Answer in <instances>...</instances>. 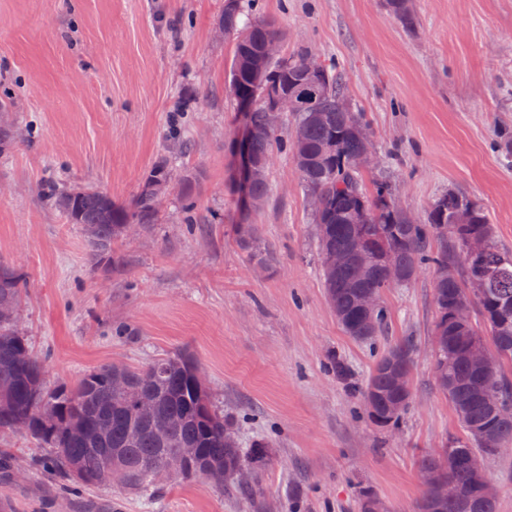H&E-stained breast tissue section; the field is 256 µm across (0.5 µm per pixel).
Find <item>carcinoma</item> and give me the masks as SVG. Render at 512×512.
Segmentation results:
<instances>
[{
    "mask_svg": "<svg viewBox=\"0 0 512 512\" xmlns=\"http://www.w3.org/2000/svg\"><path fill=\"white\" fill-rule=\"evenodd\" d=\"M390 12L406 29L418 23L408 0H386ZM224 27L235 34L227 87L236 103L257 99L263 91L295 93L308 85L307 54L287 56L288 64L265 66L261 79L253 66L268 39L282 34L274 23L249 16L244 0H224ZM316 101L292 114L293 125L302 132L303 150L291 148L292 159L309 195L319 199L314 212L319 252L351 255L361 242L368 259V275L353 278L352 269L321 268L326 297L333 304L344 333L360 343H372L386 328L389 312L381 306L373 321L357 309L363 291L386 288L384 257L399 271V285L411 284L421 269L436 274L437 319L433 343L437 358L435 381L461 424L463 435L451 439L455 464L446 476L448 497L434 502L433 491L423 487L416 512H496L497 498L484 494L486 475L467 464L472 455L485 458L512 445V418L481 398L492 390L497 400L512 404V383L502 374L504 363L512 364V252L500 249L494 240L484 206L477 200L449 191L436 198L426 219L415 223L389 205L390 189L374 182L368 190L365 172L357 166L359 156L372 145L361 114L346 96L342 78L331 65L319 63ZM252 131L248 153L256 166L248 194L252 206L263 204L269 194L268 157L273 152L275 132L270 130V108L264 101L247 113ZM171 166L160 159L128 206L93 188L61 191L55 206L70 224L91 225L95 236L88 240L92 256L112 252V241L125 236V226L145 227L158 220L154 205L158 191L167 188ZM465 223H456L459 211ZM483 236L489 250L469 258L464 243ZM480 277L487 287L474 299L465 296L470 279ZM23 283L14 271L0 268V428L18 425L37 444L50 449L45 463L64 480L85 489L112 483L113 465L120 469L123 484L137 491L155 486L154 475L167 459L185 456L182 478H204L219 489L234 484L237 467L249 462L259 471L268 464L273 444L258 439L243 453L238 437L224 416L211 409L205 384L193 358L177 352L156 358L145 366L103 365L84 374L75 384L47 385L45 366L35 356L28 339L17 334L14 312ZM477 308L482 324L472 322L470 309ZM488 335L496 356L492 369L479 374L465 357L473 340ZM416 345L406 337L377 355L366 383L353 387L364 403L368 419L377 427L396 430L412 399L407 395L398 413L390 411L398 398L392 383L395 372L412 377ZM147 398L153 411H139ZM166 431L156 432L159 422Z\"/></svg>",
    "mask_w": 512,
    "mask_h": 512,
    "instance_id": "1",
    "label": "carcinoma"
}]
</instances>
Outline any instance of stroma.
<instances>
[{"label":"stroma","mask_w":512,"mask_h":512,"mask_svg":"<svg viewBox=\"0 0 512 512\" xmlns=\"http://www.w3.org/2000/svg\"><path fill=\"white\" fill-rule=\"evenodd\" d=\"M402 28L385 0H255L285 53L334 64L363 112L381 170L416 220L440 195L481 202L512 251V166L496 144L512 130V0H410ZM224 0H0V266L25 286L15 320L47 364L49 385L105 364L192 354L216 412L242 442H275L259 492L204 479L68 487L35 466L25 436L0 432V512H358L370 487L385 512H415L417 459L462 429L432 375L434 273L384 289L376 344L351 340L322 286L316 226L282 126L261 238L241 219L233 147L242 119L225 89L234 38L218 36ZM191 155L178 156L182 139ZM175 180L156 224L95 263L82 228L54 209L55 189L93 187L127 204L151 167ZM417 351L412 400L397 434L359 417L361 400L328 373L337 357L365 383L403 337Z\"/></svg>","instance_id":"stroma-1"}]
</instances>
